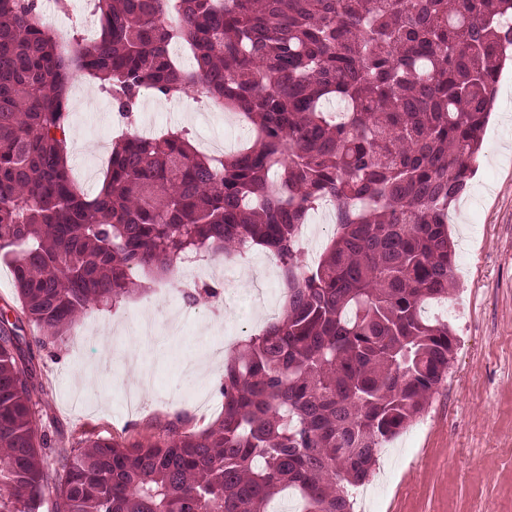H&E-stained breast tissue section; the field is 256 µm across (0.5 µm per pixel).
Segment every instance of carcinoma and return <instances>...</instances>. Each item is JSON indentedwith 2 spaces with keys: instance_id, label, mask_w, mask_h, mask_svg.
<instances>
[{
  "instance_id": "obj_1",
  "label": "carcinoma",
  "mask_w": 512,
  "mask_h": 512,
  "mask_svg": "<svg viewBox=\"0 0 512 512\" xmlns=\"http://www.w3.org/2000/svg\"><path fill=\"white\" fill-rule=\"evenodd\" d=\"M70 49L38 0H0V260L22 317L0 318V512H351L384 445L448 374V210L473 177L512 61V0H95ZM191 56L185 69L173 48ZM89 76L128 119L142 88L194 91L253 143L222 158L183 133L112 145L90 196L67 163L69 84ZM341 103L338 113L325 104ZM334 207L314 265L301 235ZM266 249L283 315L224 366L223 410L160 442L38 436L35 356L88 313L189 254ZM61 483H56V480Z\"/></svg>"
}]
</instances>
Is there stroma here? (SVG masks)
Returning a JSON list of instances; mask_svg holds the SVG:
<instances>
[{
  "instance_id": "35a3bbf8",
  "label": "stroma",
  "mask_w": 512,
  "mask_h": 512,
  "mask_svg": "<svg viewBox=\"0 0 512 512\" xmlns=\"http://www.w3.org/2000/svg\"><path fill=\"white\" fill-rule=\"evenodd\" d=\"M166 101H141L135 127L154 134L185 131L194 146L248 131L236 115L167 113ZM68 161L88 194L100 186L111 143L121 131L115 110L89 77L70 88ZM455 286L447 304L429 302V316L446 315L455 342L448 376L421 414L383 448L353 512H512V69L499 78L495 112L468 193L450 208ZM251 271L240 260L205 261L201 284L217 295L191 306L180 275L167 294L154 277L145 292L84 317L65 342L37 349L39 431L69 448L91 435L124 440L159 437L187 416L200 430L221 410L216 385L246 334L282 311L278 269L260 250Z\"/></svg>"
}]
</instances>
